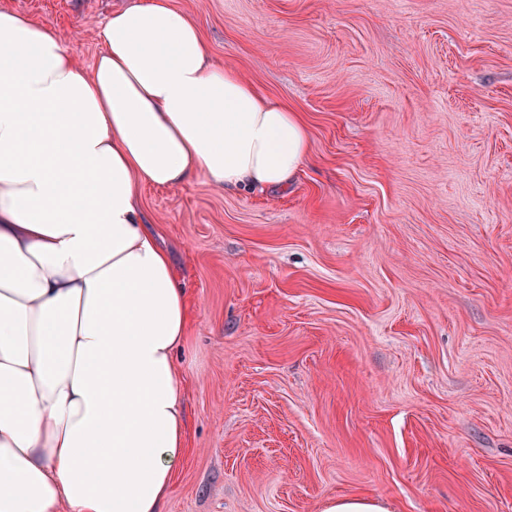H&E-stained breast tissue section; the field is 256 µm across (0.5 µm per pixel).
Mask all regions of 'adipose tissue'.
<instances>
[{
  "label": "adipose tissue",
  "instance_id": "ef3b65f1",
  "mask_svg": "<svg viewBox=\"0 0 512 512\" xmlns=\"http://www.w3.org/2000/svg\"><path fill=\"white\" fill-rule=\"evenodd\" d=\"M80 65L0 8V512H163L186 446L185 289L140 192L288 185L299 113L138 0Z\"/></svg>",
  "mask_w": 512,
  "mask_h": 512
}]
</instances>
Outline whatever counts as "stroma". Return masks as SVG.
I'll use <instances>...</instances> for the list:
<instances>
[{
    "label": "stroma",
    "instance_id": "1",
    "mask_svg": "<svg viewBox=\"0 0 512 512\" xmlns=\"http://www.w3.org/2000/svg\"><path fill=\"white\" fill-rule=\"evenodd\" d=\"M134 2L0 8L88 67ZM172 3L310 158L141 191L191 308L165 512H512V0ZM323 512H390V509L373 498L345 496L329 500Z\"/></svg>",
    "mask_w": 512,
    "mask_h": 512
}]
</instances>
